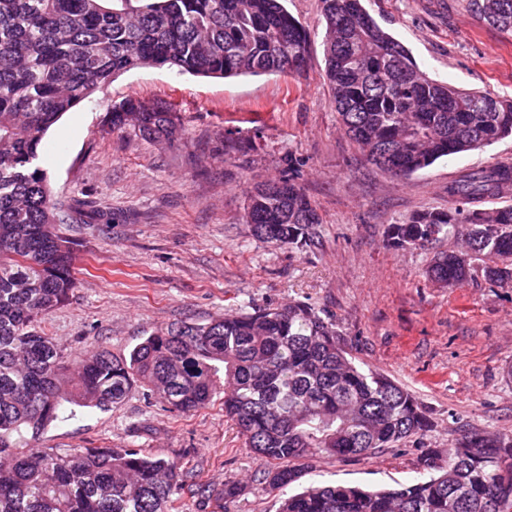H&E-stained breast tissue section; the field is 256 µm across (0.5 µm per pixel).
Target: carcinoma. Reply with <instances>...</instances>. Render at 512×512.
<instances>
[{
	"label": "carcinoma",
	"mask_w": 512,
	"mask_h": 512,
	"mask_svg": "<svg viewBox=\"0 0 512 512\" xmlns=\"http://www.w3.org/2000/svg\"><path fill=\"white\" fill-rule=\"evenodd\" d=\"M321 2L332 104L371 164L406 177L512 135V100L427 77L364 0ZM470 2L512 35V0ZM309 42L283 0H0V512H167L181 490L212 497L177 460L142 449L33 445L64 404L105 411L138 384L170 412L223 397L245 446L270 463L256 479L262 491L299 482L305 456L370 455L432 427L410 392L357 365L336 323L303 302L171 325L127 357L99 351L74 365L41 328L77 284L74 242L58 232L63 218L34 164L49 128L132 69L298 75ZM110 124L149 140L180 126L172 105L141 98L114 105ZM271 185L251 196L253 235L307 244L316 206L290 177ZM511 186L509 163L465 174L448 185L455 207L391 224L387 241L461 242L425 270L442 288L462 287L476 268L492 283L512 281V205L482 207ZM419 469L390 488L311 484L279 512H512V435L459 434L444 461L429 449Z\"/></svg>",
	"instance_id": "1"
}]
</instances>
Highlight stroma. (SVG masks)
I'll use <instances>...</instances> for the list:
<instances>
[{
    "label": "stroma",
    "instance_id": "stroma-1",
    "mask_svg": "<svg viewBox=\"0 0 512 512\" xmlns=\"http://www.w3.org/2000/svg\"><path fill=\"white\" fill-rule=\"evenodd\" d=\"M467 0H365L380 26L430 78L512 97V36L482 23ZM307 29L302 76L194 77L166 67L133 69L64 114L39 148L38 165L63 211L99 213L61 225L76 249L78 286L42 327L71 357L106 349L123 356L173 324H205L239 310L308 303L335 321L356 363L410 391L432 431L370 456L305 458V482L388 487L413 481L427 449L470 431L512 434V282L473 271L441 288L424 270L448 240L388 245L389 225L451 207L462 171L512 162V137L443 158L406 178L370 164L341 128L325 78L321 0H287ZM171 103L184 129L173 141L112 129L127 97ZM293 175L321 222L302 248L256 238L247 194ZM39 447L127 445L178 458L213 486L239 482L228 512H276L279 493H259L265 461L246 448L222 400L178 414L146 389L110 410L67 405Z\"/></svg>",
    "mask_w": 512,
    "mask_h": 512
}]
</instances>
